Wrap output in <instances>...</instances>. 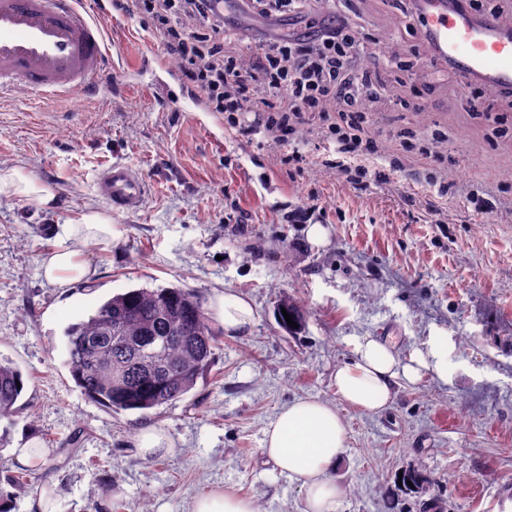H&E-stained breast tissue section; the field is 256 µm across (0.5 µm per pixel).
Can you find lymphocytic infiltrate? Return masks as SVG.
Masks as SVG:
<instances>
[{
  "instance_id": "1",
  "label": "lymphocytic infiltrate",
  "mask_w": 512,
  "mask_h": 512,
  "mask_svg": "<svg viewBox=\"0 0 512 512\" xmlns=\"http://www.w3.org/2000/svg\"><path fill=\"white\" fill-rule=\"evenodd\" d=\"M141 19L149 35L176 60L184 81L201 91L229 128L249 137L263 131L287 143L307 115H318L323 140L333 144L334 165L349 184H381L398 161L382 165L365 136L367 100L378 78L355 63L359 32L338 16L316 19L297 38L232 49V34L212 0H117Z\"/></svg>"
}]
</instances>
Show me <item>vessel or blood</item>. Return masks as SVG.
<instances>
[{
	"instance_id": "vessel-or-blood-1",
	"label": "vessel or blood",
	"mask_w": 512,
	"mask_h": 512,
	"mask_svg": "<svg viewBox=\"0 0 512 512\" xmlns=\"http://www.w3.org/2000/svg\"><path fill=\"white\" fill-rule=\"evenodd\" d=\"M433 49L487 91L512 90V26L455 9L451 0H418ZM108 47L105 24L78 0H0V95L49 99L100 91ZM97 194L113 211L139 212L147 181L126 163L102 169Z\"/></svg>"
}]
</instances>
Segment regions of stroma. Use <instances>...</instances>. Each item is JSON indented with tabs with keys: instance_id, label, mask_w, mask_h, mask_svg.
I'll return each mask as SVG.
<instances>
[{
	"instance_id": "1",
	"label": "stroma",
	"mask_w": 512,
	"mask_h": 512,
	"mask_svg": "<svg viewBox=\"0 0 512 512\" xmlns=\"http://www.w3.org/2000/svg\"><path fill=\"white\" fill-rule=\"evenodd\" d=\"M112 47L111 86L95 95L0 97V166H17L56 198L37 210L0 195V358L21 370L22 408L0 420V488L17 471L11 449L36 437L48 454L38 485L57 483L56 512H190L196 495L223 488L263 512H302L300 480L262 453L265 430L295 399L338 404L348 427L336 480L337 512H512V94H485L472 111L467 77L435 54L415 0H348L341 14L361 33L378 91L369 136L402 167L385 184L356 189L322 166L318 136L304 128L303 171L284 164L287 147L247 143L185 83L179 66L142 21L95 0ZM225 23L244 43L294 38L299 18L263 17L249 0H227ZM420 104L404 112L399 102ZM442 134L443 161L404 153L401 132ZM122 161L148 180L143 209L111 214L94 180ZM451 181L437 195L418 173ZM487 194L490 214L469 193ZM314 206L326 239L314 244L291 210ZM95 209L118 237L92 241L82 256L89 280L60 290L41 263L68 247L63 224ZM244 212L245 224L226 222ZM231 290L256 320L243 336L219 335L207 382L184 400L143 416L110 413L88 400L65 363V331L131 288ZM298 305L304 326L288 334L280 304ZM371 336L402 361L447 342L448 376L421 370L399 379L388 408L339 404L337 366ZM163 429L168 450L141 455L134 436ZM74 446H65L68 438ZM426 483L399 486L405 471Z\"/></svg>"
}]
</instances>
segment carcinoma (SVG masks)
I'll return each mask as SVG.
<instances>
[{"instance_id": "obj_1", "label": "carcinoma", "mask_w": 512, "mask_h": 512, "mask_svg": "<svg viewBox=\"0 0 512 512\" xmlns=\"http://www.w3.org/2000/svg\"><path fill=\"white\" fill-rule=\"evenodd\" d=\"M217 332L193 290L117 293L66 332V365L90 400L113 414H146L185 399L207 378ZM20 369L0 359V417L18 412Z\"/></svg>"}]
</instances>
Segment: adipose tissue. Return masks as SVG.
Returning <instances> with one entry per match:
<instances>
[{"label":"adipose tissue","instance_id":"ef3b65f1","mask_svg":"<svg viewBox=\"0 0 512 512\" xmlns=\"http://www.w3.org/2000/svg\"><path fill=\"white\" fill-rule=\"evenodd\" d=\"M0 194L24 200L35 208H50L54 197L28 178L20 168H0ZM45 279L58 288L87 280L91 271L78 250L62 248L41 263ZM209 310L226 335L250 331L256 311L249 300L227 290L210 303ZM447 378L448 369L440 348L401 363L387 343L367 336L356 344L352 362L337 367L334 386L338 404L315 397L299 398L283 408L265 432L263 453L283 473L298 477L306 489L303 512H336L343 495L333 472L347 448L348 432L339 404L368 413L384 410L393 398L397 378L412 381L420 370Z\"/></svg>","mask_w":512,"mask_h":512}]
</instances>
